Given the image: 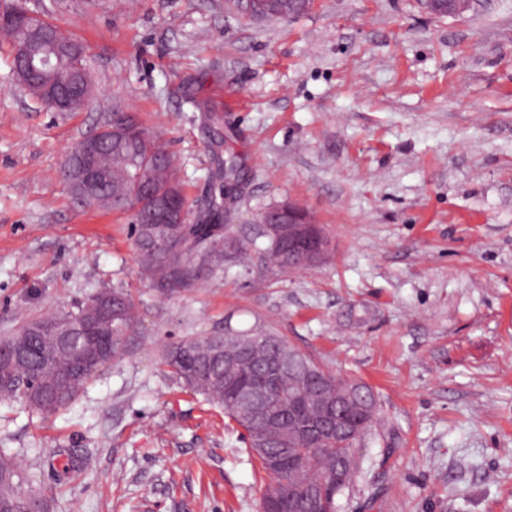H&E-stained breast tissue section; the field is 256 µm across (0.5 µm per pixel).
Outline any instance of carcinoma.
<instances>
[{
	"label": "carcinoma",
	"mask_w": 512,
	"mask_h": 512,
	"mask_svg": "<svg viewBox=\"0 0 512 512\" xmlns=\"http://www.w3.org/2000/svg\"><path fill=\"white\" fill-rule=\"evenodd\" d=\"M307 0H271L266 16L288 17L305 11ZM50 32L61 45H75L79 57L63 62L58 77L64 78L77 65L86 66L85 47L75 37L63 33L57 26L37 17L32 27ZM26 44L35 50L41 42L31 40V27L18 30L16 40L10 43L13 71L21 66L18 46ZM226 158L217 161L211 173L212 191L209 198L188 208L179 180L177 158L162 150L137 122L123 144L117 148H102L97 162L106 175L105 190L112 194V210L131 211L133 245L140 258L141 274L151 287L168 295L175 291L195 287L207 275L224 264V259L245 260L254 246L238 238L235 227L223 222L224 212L238 207L241 196L224 193V169H233L237 159L230 149ZM169 201L176 207L168 223H178L179 210L195 215V221L181 224L178 240L159 248L154 237L164 233L157 223L161 203ZM267 246L262 250L265 260L277 271L295 270L288 257V238L264 235ZM74 319L90 327L83 336H70L64 340L57 335L36 328L53 322ZM132 323V304L129 295L121 290L102 288L88 299L70 309L40 315L25 320L11 336L18 341L30 338L27 355L9 368L0 369L4 389L0 393L25 403L31 410L53 413L68 407L84 384L96 374L87 373L75 378L74 371L90 352L104 356L112 352L117 357L123 348L126 331ZM244 345L248 355L242 358L232 373L224 368V342ZM290 347L282 336L231 333L216 336H196L168 345L162 361L169 372L194 394L224 408V415L241 430L243 439H253L267 431L266 421L260 416H245L238 410L237 389L252 382L257 371L276 353V346ZM342 390L347 381L338 378L309 356L299 353L287 362V370L276 383V395L288 402L302 397L311 404L322 387ZM358 386L368 393L369 399L348 406L350 434L336 440L317 441L300 435L288 440L291 465L284 471L275 470L270 463L271 452L280 445L274 440L268 452L256 457L269 476L263 498H299L305 492H317V512H340L339 498L346 496L354 479L362 471L360 456L355 447L371 432L376 421L377 399L369 386ZM26 480L14 456L0 448V512H26L20 485Z\"/></svg>",
	"instance_id": "cac0c4a2"
}]
</instances>
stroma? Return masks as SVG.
<instances>
[{"label": "stroma", "instance_id": "1", "mask_svg": "<svg viewBox=\"0 0 512 512\" xmlns=\"http://www.w3.org/2000/svg\"><path fill=\"white\" fill-rule=\"evenodd\" d=\"M88 47L83 112L32 101L0 40V340L102 288L133 300L121 355L66 409L0 397V448L48 512H260L268 475L222 408L162 365L191 336L285 337L370 386L383 432L342 512H512V0H312L256 19L237 0H28ZM208 188L220 119L255 239L198 288L153 290L130 215L77 204L68 150L113 108ZM292 200L328 257L280 274L255 216Z\"/></svg>", "mask_w": 512, "mask_h": 512}]
</instances>
